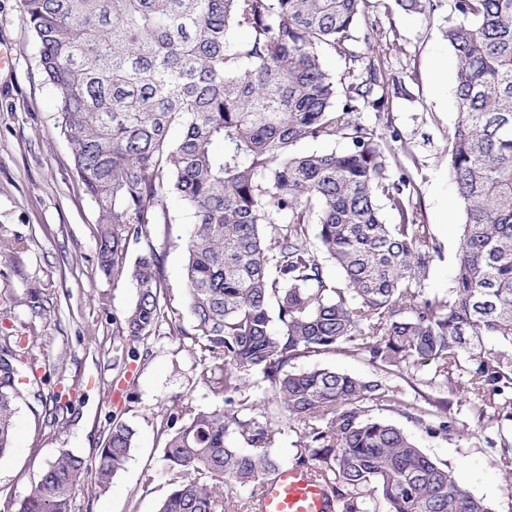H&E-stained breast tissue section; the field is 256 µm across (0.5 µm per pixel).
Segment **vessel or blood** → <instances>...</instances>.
<instances>
[{"label": "vessel or blood", "mask_w": 512, "mask_h": 512, "mask_svg": "<svg viewBox=\"0 0 512 512\" xmlns=\"http://www.w3.org/2000/svg\"><path fill=\"white\" fill-rule=\"evenodd\" d=\"M331 503L324 485L311 471L302 468L281 470L256 495V512H330Z\"/></svg>", "instance_id": "1"}]
</instances>
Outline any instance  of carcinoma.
<instances>
[{
    "instance_id": "carcinoma-1",
    "label": "carcinoma",
    "mask_w": 512,
    "mask_h": 512,
    "mask_svg": "<svg viewBox=\"0 0 512 512\" xmlns=\"http://www.w3.org/2000/svg\"><path fill=\"white\" fill-rule=\"evenodd\" d=\"M368 0H20L75 167L102 225L100 268L136 285L118 335L134 344L167 321L152 240L167 195L193 211L185 239L193 341L224 361L200 380L224 406L166 421L170 490L156 512H255L271 482L279 423L236 397L261 375L298 436L294 466L327 487L335 512H493L396 425L400 406L429 434L457 433L452 403L422 409L382 377L290 371L338 349L390 376L434 364L438 382L498 409L499 467L512 474V0H454L444 37L456 59L448 173L463 212L445 293L425 291L438 246L410 210L414 185L361 121L383 112L387 52L359 51ZM426 14L435 0H395ZM345 63L337 79L324 54ZM303 140L343 151L297 153ZM398 214L387 224L380 201ZM146 249L127 260L130 241ZM342 280L328 278L326 262ZM16 354L0 347V457L12 448ZM237 439L245 444H230ZM135 447L113 419L94 461L64 450L15 512H72L82 475L106 492Z\"/></svg>"
}]
</instances>
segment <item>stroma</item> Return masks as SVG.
Here are the masks:
<instances>
[{"mask_svg": "<svg viewBox=\"0 0 512 512\" xmlns=\"http://www.w3.org/2000/svg\"><path fill=\"white\" fill-rule=\"evenodd\" d=\"M453 0L430 15L399 7L368 8L362 28L372 45L389 44L384 90L389 108L366 112L364 124L394 128L403 173L416 186L410 207L440 246L426 282L428 292L448 289L455 273L463 222L448 177V136L456 120V59L442 35ZM0 344L19 356L22 396L15 413L14 447L0 458V512L22 500L45 467L68 450L93 460L112 419L130 424L136 444L112 487L97 491L91 475L78 487L73 512H156L166 496L162 447L170 413L189 403L203 410L224 398L200 380L214 368L187 331L183 242L194 223L190 210L167 198L168 223L156 226L153 244L163 270L162 301L183 328L167 327L136 343L135 354L116 360L117 321L133 303L130 279L104 274L96 242L97 204L74 166L72 147L56 122V100L38 65V48L19 0H0ZM329 367L366 378L381 372L341 352L302 357L294 370ZM426 396L451 398L458 432L430 435L397 407L376 417L400 427L424 454L451 468L460 486L493 512H512V475L497 465L500 450L488 439L470 402L448 388Z\"/></svg>", "mask_w": 512, "mask_h": 512, "instance_id": "1", "label": "stroma"}]
</instances>
